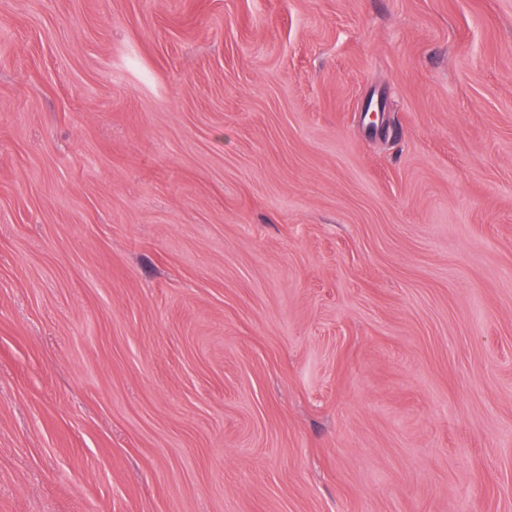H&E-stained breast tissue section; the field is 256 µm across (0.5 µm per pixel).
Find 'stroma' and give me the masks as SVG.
<instances>
[{
    "instance_id": "obj_1",
    "label": "stroma",
    "mask_w": 512,
    "mask_h": 512,
    "mask_svg": "<svg viewBox=\"0 0 512 512\" xmlns=\"http://www.w3.org/2000/svg\"><path fill=\"white\" fill-rule=\"evenodd\" d=\"M0 512H512V0H0Z\"/></svg>"
}]
</instances>
